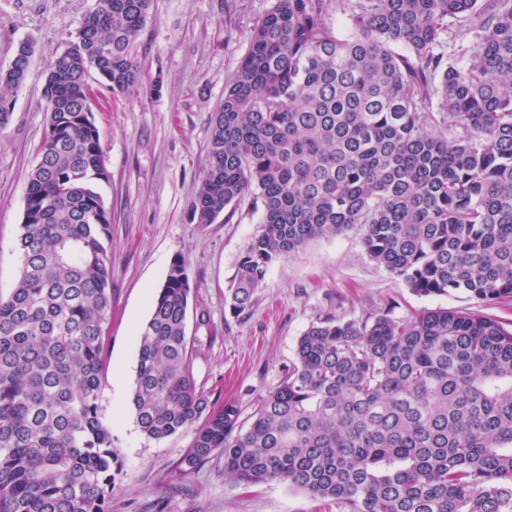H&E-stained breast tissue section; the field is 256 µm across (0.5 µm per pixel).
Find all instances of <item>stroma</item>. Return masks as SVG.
Here are the masks:
<instances>
[{
  "mask_svg": "<svg viewBox=\"0 0 512 512\" xmlns=\"http://www.w3.org/2000/svg\"><path fill=\"white\" fill-rule=\"evenodd\" d=\"M273 0H152L139 37V83L130 93L99 86L97 113L111 181L112 318L101 408L112 430L121 472L112 512H344L342 505L283 484L243 489L224 477L214 454L182 472L192 436L147 439L131 406L141 327L148 320L172 260L183 257L194 299L214 325L206 357L193 361L198 387L224 401L249 405L276 387L295 359L299 336L318 318L361 320L392 309L478 310L512 324V301L485 303L456 291L415 294L371 261L361 228L315 238L275 262L250 306L230 309L239 261L262 220L242 202L230 220L192 223L191 206L207 160L211 117L224 87L250 47L256 21ZM94 0H0V68L16 46L33 41L25 82L12 99L9 126L0 131V297L19 276L17 240L28 175L45 129L42 89L48 69Z\"/></svg>",
  "mask_w": 512,
  "mask_h": 512,
  "instance_id": "35a3bbf8",
  "label": "stroma"
}]
</instances>
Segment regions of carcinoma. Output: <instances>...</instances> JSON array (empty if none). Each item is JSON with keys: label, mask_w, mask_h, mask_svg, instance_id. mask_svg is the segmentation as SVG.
<instances>
[{"label": "carcinoma", "mask_w": 512, "mask_h": 512, "mask_svg": "<svg viewBox=\"0 0 512 512\" xmlns=\"http://www.w3.org/2000/svg\"><path fill=\"white\" fill-rule=\"evenodd\" d=\"M151 2L95 0L43 87L20 273L0 298V512H111V173L89 79L136 87ZM330 2L274 0L212 116L191 221L247 198L263 209L230 309L250 305L275 261L358 224L368 257L418 295L512 300V0H351L348 34L330 26ZM33 54L22 41L0 69V131ZM190 293L176 257L131 399L147 438L192 432L183 471L220 453L238 485L277 482L346 512H512V328L443 308L325 316L246 415L197 387Z\"/></svg>", "instance_id": "carcinoma-1"}]
</instances>
